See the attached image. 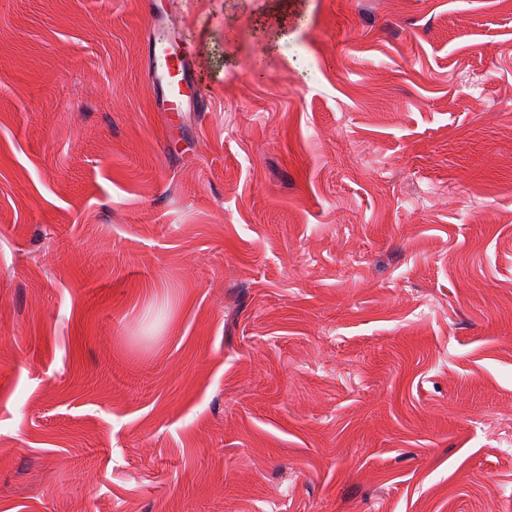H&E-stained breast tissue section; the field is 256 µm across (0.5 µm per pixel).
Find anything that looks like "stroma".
Segmentation results:
<instances>
[{
  "label": "stroma",
  "instance_id": "obj_1",
  "mask_svg": "<svg viewBox=\"0 0 512 512\" xmlns=\"http://www.w3.org/2000/svg\"><path fill=\"white\" fill-rule=\"evenodd\" d=\"M0 0V512H512V0ZM147 66L154 104L160 112H201L199 99L192 93L198 67L196 47L181 49L153 35L147 43Z\"/></svg>",
  "mask_w": 512,
  "mask_h": 512
}]
</instances>
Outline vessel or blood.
<instances>
[{
  "label": "vessel or blood",
  "mask_w": 512,
  "mask_h": 512,
  "mask_svg": "<svg viewBox=\"0 0 512 512\" xmlns=\"http://www.w3.org/2000/svg\"><path fill=\"white\" fill-rule=\"evenodd\" d=\"M147 66L153 100L158 110L177 114L198 111L199 100L193 94L198 67L195 47H182L168 40L149 38Z\"/></svg>",
  "instance_id": "vessel-or-blood-1"
}]
</instances>
